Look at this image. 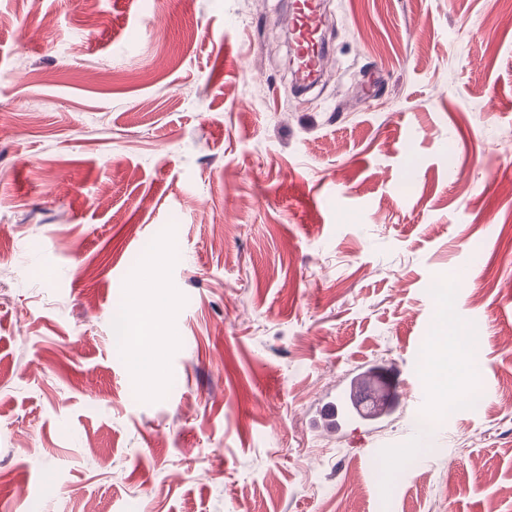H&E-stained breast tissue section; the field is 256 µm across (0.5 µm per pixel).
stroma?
I'll list each match as a JSON object with an SVG mask.
<instances>
[{
	"mask_svg": "<svg viewBox=\"0 0 512 512\" xmlns=\"http://www.w3.org/2000/svg\"><path fill=\"white\" fill-rule=\"evenodd\" d=\"M286 6L0 0V512H512V0H325L308 91ZM389 362L400 407L314 428ZM159 324L160 319L149 303H142L136 320L133 323H126L122 336H118V344L122 351L133 355L136 348L149 344L156 337L154 332Z\"/></svg>",
	"mask_w": 512,
	"mask_h": 512,
	"instance_id": "1",
	"label": "stroma"
}]
</instances>
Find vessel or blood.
I'll list each match as a JSON object with an SVG mask.
<instances>
[{
	"label": "vessel or blood",
	"instance_id": "1",
	"mask_svg": "<svg viewBox=\"0 0 512 512\" xmlns=\"http://www.w3.org/2000/svg\"><path fill=\"white\" fill-rule=\"evenodd\" d=\"M287 25L295 80L299 85H309L321 73L325 59L321 0H289ZM401 375L399 367L389 365L353 375L336 397L323 406V428L333 433L347 423L369 416L377 420L386 417L405 395Z\"/></svg>",
	"mask_w": 512,
	"mask_h": 512
}]
</instances>
